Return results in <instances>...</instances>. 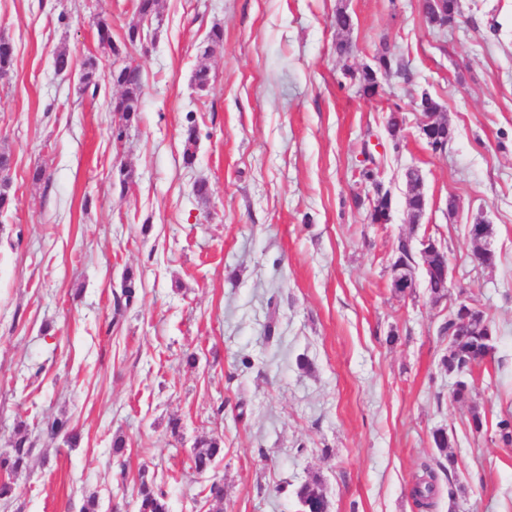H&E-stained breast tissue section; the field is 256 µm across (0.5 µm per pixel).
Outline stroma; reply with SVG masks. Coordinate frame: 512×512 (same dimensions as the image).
Instances as JSON below:
<instances>
[{
    "instance_id": "obj_1",
    "label": "stroma",
    "mask_w": 512,
    "mask_h": 512,
    "mask_svg": "<svg viewBox=\"0 0 512 512\" xmlns=\"http://www.w3.org/2000/svg\"><path fill=\"white\" fill-rule=\"evenodd\" d=\"M463 5L455 27L438 28L420 0H158L145 23L136 0H0V37L16 54L0 77V148L12 159L0 455L17 424L35 443L0 512H80L92 494L98 512H136L143 479L166 491L170 512H212L215 479L223 512H299L296 490L316 477L329 512H419L411 489L427 468L439 486L430 512H512V447L498 432L512 414V0ZM341 6L353 17L344 34L331 23ZM100 17L114 40L136 22L149 35L131 51L144 91L119 141L118 62L98 42ZM216 27L224 41L210 52ZM386 49L404 71L365 98L345 70ZM61 50L74 75L55 73ZM89 58L94 97L79 77ZM202 62L203 94L192 82ZM425 93L453 130L442 153L419 131ZM395 110L406 119L396 141ZM38 168L47 178L35 183ZM367 168L392 194L391 223L367 217ZM410 168L426 199L415 228ZM479 221L492 228L490 266L473 255ZM412 234L447 251L441 300L422 279L407 295L391 287L395 248ZM128 273L136 297L119 310ZM460 300L496 340L458 402L441 327ZM56 416L78 429L77 447L43 437ZM211 435L224 451L200 474L195 445Z\"/></svg>"
}]
</instances>
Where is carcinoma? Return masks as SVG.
I'll return each mask as SVG.
<instances>
[{
	"mask_svg": "<svg viewBox=\"0 0 512 512\" xmlns=\"http://www.w3.org/2000/svg\"><path fill=\"white\" fill-rule=\"evenodd\" d=\"M423 12L427 20L436 22L441 26L451 27L461 16L460 0H424ZM15 54L12 44L0 38V74H5L14 66ZM384 68L390 73L393 69L401 68L398 59L385 50L374 57V64L365 66L360 70H347V74L358 86L361 95L373 98L379 94L374 73L379 68ZM83 89L98 88L96 62L88 59L83 64L80 76ZM116 81L123 88L121 97L115 101L114 111L122 113V121L130 124L137 117L131 103L137 102L142 93V80L140 71L130 66L123 67L116 76ZM197 145L196 126L191 125L186 130L184 141L183 160L187 165L195 161ZM11 169V156L3 151L0 153V211L8 209L11 203L9 194L10 178L7 172ZM429 265L436 270L427 278L429 288L434 299L440 300L447 295L448 280L443 278L437 270L448 263L445 252H434L427 258ZM135 282L128 275L122 283L121 294L116 296L115 307L121 309L129 306L134 299ZM463 307H457L453 311L452 319L446 322L441 332L448 334V355L441 360L443 368L450 374L465 376V372L473 366L482 363L494 351L493 329L488 320L478 315H462ZM45 434L53 441L57 437H63V442L74 447L78 444L79 434L69 428V420L56 418L46 423ZM197 451L193 455V464L197 472L211 469L217 456L223 451L222 439L219 437H204L196 442ZM33 446L28 440V434L24 431V425H19L17 437L12 444L11 453L0 456V471L9 476L19 473L26 468L32 455ZM435 475L427 472L426 475L417 478L412 496L415 504L420 509H429L433 505L435 495ZM300 503L312 507L326 499L321 483L317 480L302 484L296 491ZM137 512H170L169 503L165 493L154 487L147 480H141L136 496Z\"/></svg>",
	"mask_w": 512,
	"mask_h": 512,
	"instance_id": "1",
	"label": "carcinoma"
}]
</instances>
